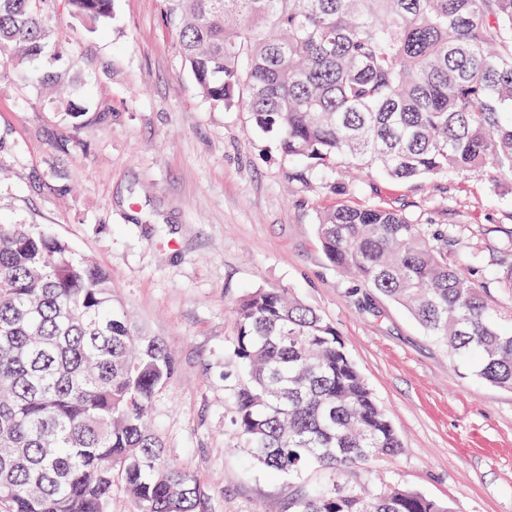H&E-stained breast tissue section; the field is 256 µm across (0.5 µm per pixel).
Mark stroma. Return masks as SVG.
<instances>
[{"label": "stroma", "mask_w": 512, "mask_h": 512, "mask_svg": "<svg viewBox=\"0 0 512 512\" xmlns=\"http://www.w3.org/2000/svg\"><path fill=\"white\" fill-rule=\"evenodd\" d=\"M53 40L38 65L81 87L85 123L15 64L0 67V222L28 224L92 258L135 329L177 362L149 413L166 457L201 484L206 512H293L327 478L261 470L241 447L230 393L246 379L229 353L234 307L282 288L335 325L402 440L350 485H400L452 512H512V391L480 381L402 307L326 259L320 211L382 205L422 224L455 228L477 249L475 278L507 265L512 177L452 174L394 180L317 167L292 180L275 140L236 106L214 105L186 66L164 0H113L103 30L53 0ZM347 181L345 194L330 182Z\"/></svg>", "instance_id": "35a3bbf8"}]
</instances>
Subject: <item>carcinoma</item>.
<instances>
[{"label": "carcinoma", "mask_w": 512, "mask_h": 512, "mask_svg": "<svg viewBox=\"0 0 512 512\" xmlns=\"http://www.w3.org/2000/svg\"><path fill=\"white\" fill-rule=\"evenodd\" d=\"M45 0H0V59L37 60ZM199 92L238 105L289 161L341 159L396 180L512 174V0H165ZM95 26L112 0H68ZM327 260L393 299L478 379L512 390V309L448 260L447 228L384 206L318 218ZM230 358L247 371L233 426L254 462L327 484L294 512H451L402 486L345 479L401 442L336 327L283 289L235 308ZM176 373L136 333L110 275L58 237L0 224V512H204L205 491L164 457L148 421Z\"/></svg>", "instance_id": "carcinoma-1"}]
</instances>
